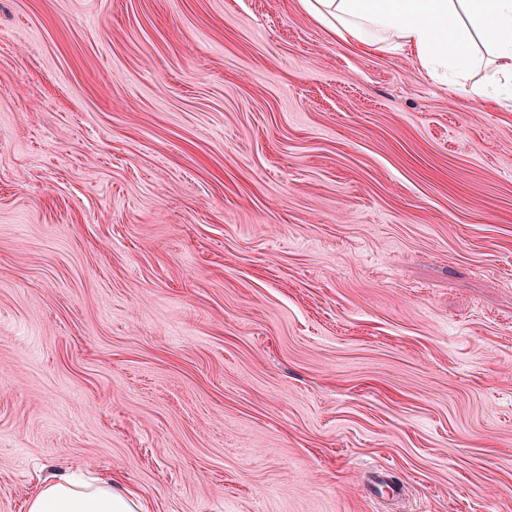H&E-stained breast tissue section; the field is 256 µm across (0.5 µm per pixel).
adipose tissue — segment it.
Masks as SVG:
<instances>
[{"instance_id": "ef3b65f1", "label": "adipose tissue", "mask_w": 512, "mask_h": 512, "mask_svg": "<svg viewBox=\"0 0 512 512\" xmlns=\"http://www.w3.org/2000/svg\"><path fill=\"white\" fill-rule=\"evenodd\" d=\"M336 39L370 50L396 42L421 71L466 72L484 47L512 90V0H299ZM26 512H143L139 497L114 481L64 476L42 484Z\"/></svg>"}]
</instances>
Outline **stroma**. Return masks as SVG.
Returning <instances> with one entry per match:
<instances>
[{
  "label": "stroma",
  "mask_w": 512,
  "mask_h": 512,
  "mask_svg": "<svg viewBox=\"0 0 512 512\" xmlns=\"http://www.w3.org/2000/svg\"><path fill=\"white\" fill-rule=\"evenodd\" d=\"M297 0H0V512H512V99ZM139 497L112 480L64 476L43 483L27 501L26 512H143Z\"/></svg>",
  "instance_id": "stroma-1"
}]
</instances>
